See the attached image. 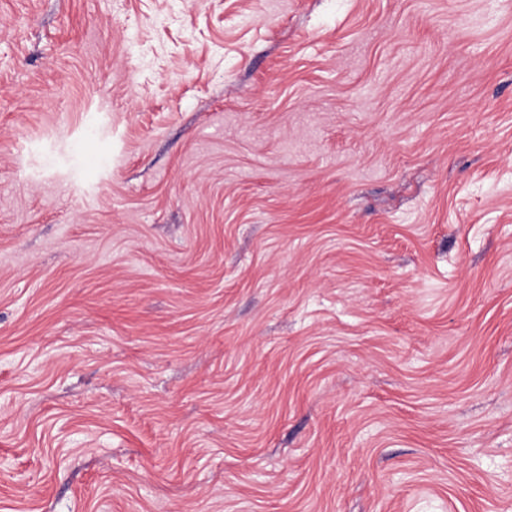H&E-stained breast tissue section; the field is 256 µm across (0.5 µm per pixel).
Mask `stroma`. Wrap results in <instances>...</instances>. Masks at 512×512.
Listing matches in <instances>:
<instances>
[{
    "mask_svg": "<svg viewBox=\"0 0 512 512\" xmlns=\"http://www.w3.org/2000/svg\"><path fill=\"white\" fill-rule=\"evenodd\" d=\"M0 512H512V0H0Z\"/></svg>",
    "mask_w": 512,
    "mask_h": 512,
    "instance_id": "stroma-1",
    "label": "stroma"
}]
</instances>
